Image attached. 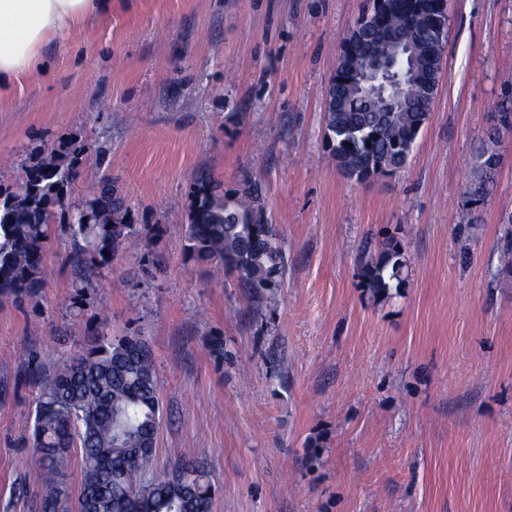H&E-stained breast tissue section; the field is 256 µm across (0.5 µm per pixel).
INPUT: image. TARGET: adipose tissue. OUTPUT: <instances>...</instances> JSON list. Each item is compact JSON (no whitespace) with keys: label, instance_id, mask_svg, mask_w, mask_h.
<instances>
[{"label":"adipose tissue","instance_id":"ef3b65f1","mask_svg":"<svg viewBox=\"0 0 512 512\" xmlns=\"http://www.w3.org/2000/svg\"><path fill=\"white\" fill-rule=\"evenodd\" d=\"M112 13V0H0V89L46 74L52 39Z\"/></svg>","mask_w":512,"mask_h":512}]
</instances>
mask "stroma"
Segmentation results:
<instances>
[{"instance_id": "stroma-1", "label": "stroma", "mask_w": 512, "mask_h": 512, "mask_svg": "<svg viewBox=\"0 0 512 512\" xmlns=\"http://www.w3.org/2000/svg\"><path fill=\"white\" fill-rule=\"evenodd\" d=\"M364 0H112L44 49L45 76L0 93V185L43 150L92 145L72 200L114 180L135 223L160 225L76 293L52 236L48 280L0 298V512H31L25 443L34 358L93 331L146 337L163 419L152 469L188 449L211 512H512V135L492 198L463 195L473 152L512 87V0H450L430 119L404 171L346 179L326 94ZM258 181L288 267L262 308L184 252L195 171ZM401 287L364 288L381 242ZM224 342L223 354L212 350Z\"/></svg>"}]
</instances>
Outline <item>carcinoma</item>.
Segmentation results:
<instances>
[{
    "label": "carcinoma",
    "mask_w": 512,
    "mask_h": 512,
    "mask_svg": "<svg viewBox=\"0 0 512 512\" xmlns=\"http://www.w3.org/2000/svg\"><path fill=\"white\" fill-rule=\"evenodd\" d=\"M395 0L379 20L378 32L362 44V58L391 57L389 38L408 32L418 44L420 69L433 85L440 80L445 32L430 25L434 0ZM427 90L406 78L400 104L361 93L357 73L330 83L325 135L336 167L348 179L366 182L377 174L400 173L429 120ZM500 133L490 130L473 157L475 176L465 188L467 202L482 204L496 187V172L480 159L496 152ZM85 144H73L69 159L54 152L28 170L16 190L0 187V296L20 301L44 288V251L51 233L67 236L73 250L66 263L79 293L95 287L119 251L152 232L131 223L121 195L112 196L105 178L77 207L66 189L77 179ZM184 251L212 271L234 273L239 287L260 307L264 291L276 286L285 253L276 225L266 218L263 193L248 175L235 190L224 189L206 169L197 171L184 225ZM405 260L392 240L364 262L362 284L375 293L398 288ZM30 381L39 396L32 414L30 441L40 455L33 484L39 512H210L214 486L209 473L186 460L175 470L143 478L151 463L161 422L157 373L147 340L139 335H96L83 353L54 363L35 361ZM80 457L82 482L77 494L60 480L72 454Z\"/></svg>",
    "instance_id": "carcinoma-1"
}]
</instances>
